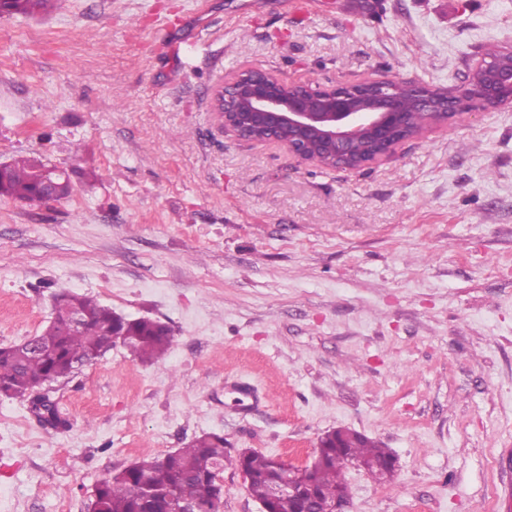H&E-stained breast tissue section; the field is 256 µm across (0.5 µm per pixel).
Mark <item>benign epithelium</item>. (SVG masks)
<instances>
[{
    "instance_id": "benign-epithelium-1",
    "label": "benign epithelium",
    "mask_w": 512,
    "mask_h": 512,
    "mask_svg": "<svg viewBox=\"0 0 512 512\" xmlns=\"http://www.w3.org/2000/svg\"><path fill=\"white\" fill-rule=\"evenodd\" d=\"M512 105V48L482 59L455 92L372 78L332 85L287 82L268 69L247 67L218 84L213 112L237 138L274 143L298 162L334 170H363L392 156L420 109L429 125L488 107Z\"/></svg>"
}]
</instances>
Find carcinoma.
<instances>
[{"mask_svg": "<svg viewBox=\"0 0 512 512\" xmlns=\"http://www.w3.org/2000/svg\"><path fill=\"white\" fill-rule=\"evenodd\" d=\"M10 16H32L55 7L57 0H0ZM55 183V199L69 197L70 177L51 172L36 158L10 162L0 171V196L16 200L36 197L43 180ZM67 303L83 317L75 330L62 319L49 322L40 341L53 349L49 356L35 354L25 347H0V397L27 400L41 381L66 378L79 367L101 357L103 345L117 333L126 337L133 354L142 361L163 356L172 344L168 327L152 320H128L97 300L61 292ZM312 473L307 476L308 508L311 512L340 498H348L344 471L349 461L369 466L389 463V449L360 433L338 429L321 439ZM227 453L224 437L204 433L187 446L162 458L135 462L103 479L94 493L93 512H177L182 502L196 506L197 512H217L214 504L217 470L224 466ZM236 466L251 476L250 494L267 504L269 512H302L294 499H274L271 480L284 472V462L271 455L249 451L235 459Z\"/></svg>", "mask_w": 512, "mask_h": 512, "instance_id": "obj_1", "label": "carcinoma"}]
</instances>
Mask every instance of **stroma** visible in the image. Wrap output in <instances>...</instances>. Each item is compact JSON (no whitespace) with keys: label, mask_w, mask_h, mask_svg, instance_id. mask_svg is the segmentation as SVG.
Listing matches in <instances>:
<instances>
[{"label":"stroma","mask_w":512,"mask_h":512,"mask_svg":"<svg viewBox=\"0 0 512 512\" xmlns=\"http://www.w3.org/2000/svg\"><path fill=\"white\" fill-rule=\"evenodd\" d=\"M512 47V0H65L0 17V163L70 173L69 198L0 196V345L54 294L165 324L45 393L0 399V512H90L140 460L224 437L221 512H262L234 460L308 464L328 431L391 449L348 468V512H512V107L466 114L360 171L226 133L214 88L245 66L321 85L455 90ZM30 441L17 453V432Z\"/></svg>","instance_id":"1"}]
</instances>
